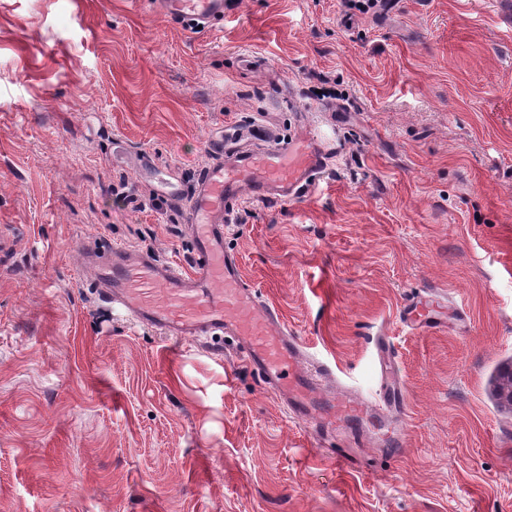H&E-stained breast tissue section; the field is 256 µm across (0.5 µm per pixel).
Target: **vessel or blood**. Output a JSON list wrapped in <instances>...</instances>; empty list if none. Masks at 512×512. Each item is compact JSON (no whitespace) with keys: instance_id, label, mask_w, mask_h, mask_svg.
Here are the masks:
<instances>
[{"instance_id":"1","label":"vessel or blood","mask_w":512,"mask_h":512,"mask_svg":"<svg viewBox=\"0 0 512 512\" xmlns=\"http://www.w3.org/2000/svg\"><path fill=\"white\" fill-rule=\"evenodd\" d=\"M227 0H154L152 8L168 20L205 28L223 20ZM216 160L202 168L186 211L194 239L190 270L162 263L152 254L131 255L109 239L94 246L93 276L113 303L137 323L177 339L227 335L241 339L244 360L264 384L277 390L297 419L392 417L399 402L393 360L380 348V384L372 403L359 405L322 395L316 379L325 368L309 370L301 361L303 346L289 331L280 310L262 301L235 255L224 249V226L244 195L269 202L303 197L326 171L336 152L319 130L304 140L266 142L262 151L242 149L230 140L210 145ZM432 300L407 305L406 321L433 327Z\"/></svg>"}]
</instances>
